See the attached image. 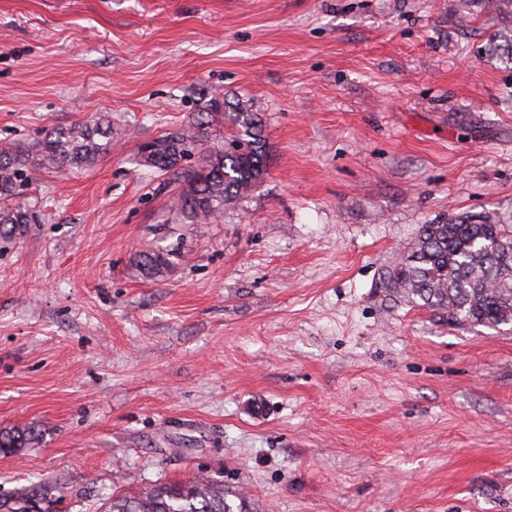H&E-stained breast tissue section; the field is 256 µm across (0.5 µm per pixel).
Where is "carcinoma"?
<instances>
[{"label":"carcinoma","instance_id":"obj_1","mask_svg":"<svg viewBox=\"0 0 512 512\" xmlns=\"http://www.w3.org/2000/svg\"><path fill=\"white\" fill-rule=\"evenodd\" d=\"M228 119L238 134L224 148L207 144L198 123L141 147L143 165L150 168L178 169L196 156L195 165L183 171L188 188L176 206L198 223L259 187L267 174L257 113L238 102ZM111 142L112 124L102 117L93 124L52 130L31 157L0 149V232L21 233L35 223L34 210L2 201L30 185L39 170L83 167L107 153ZM389 283L393 293L436 312L448 325L512 324V224L490 212L423 224L394 266ZM28 441L23 430L0 431V452L23 448ZM62 500L59 487L40 480L0 495V512H58ZM101 512H250V505L241 493L202 478L160 484L136 496L114 494Z\"/></svg>","mask_w":512,"mask_h":512}]
</instances>
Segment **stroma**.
<instances>
[{
  "instance_id": "obj_1",
  "label": "stroma",
  "mask_w": 512,
  "mask_h": 512,
  "mask_svg": "<svg viewBox=\"0 0 512 512\" xmlns=\"http://www.w3.org/2000/svg\"><path fill=\"white\" fill-rule=\"evenodd\" d=\"M497 0H0V147L112 121L0 235V490L200 475L252 512H512V327L395 297L424 224L512 221ZM268 174L195 224L144 143L238 101ZM167 257L145 273L143 253Z\"/></svg>"
}]
</instances>
